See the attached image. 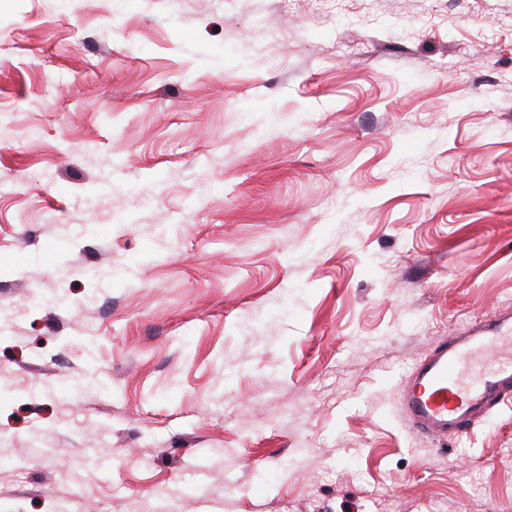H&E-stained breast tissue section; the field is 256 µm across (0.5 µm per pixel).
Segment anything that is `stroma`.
I'll use <instances>...</instances> for the list:
<instances>
[{
	"label": "stroma",
	"instance_id": "obj_1",
	"mask_svg": "<svg viewBox=\"0 0 512 512\" xmlns=\"http://www.w3.org/2000/svg\"><path fill=\"white\" fill-rule=\"evenodd\" d=\"M504 315L512 0H0V512H505ZM403 396L408 423L439 439L485 421L512 401V321L438 341L409 374Z\"/></svg>",
	"mask_w": 512,
	"mask_h": 512
}]
</instances>
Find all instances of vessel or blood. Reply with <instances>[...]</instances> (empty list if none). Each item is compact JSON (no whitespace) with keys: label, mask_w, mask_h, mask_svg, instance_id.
<instances>
[{"label":"vessel or blood","mask_w":512,"mask_h":512,"mask_svg":"<svg viewBox=\"0 0 512 512\" xmlns=\"http://www.w3.org/2000/svg\"><path fill=\"white\" fill-rule=\"evenodd\" d=\"M403 396L408 423L439 439L485 421L512 401V321L438 341Z\"/></svg>","instance_id":"vessel-or-blood-1"}]
</instances>
